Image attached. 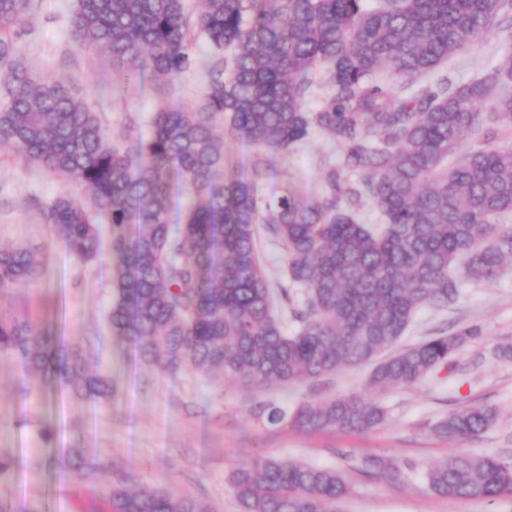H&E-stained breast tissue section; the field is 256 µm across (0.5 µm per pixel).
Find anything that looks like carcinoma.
I'll list each match as a JSON object with an SVG mask.
<instances>
[{"label": "carcinoma", "mask_w": 512, "mask_h": 512, "mask_svg": "<svg viewBox=\"0 0 512 512\" xmlns=\"http://www.w3.org/2000/svg\"><path fill=\"white\" fill-rule=\"evenodd\" d=\"M37 0H0V147L90 194L49 203L31 199L45 224L81 261L110 229L112 334L140 359L175 374L220 373L262 391L313 383L338 370L372 365L379 393L411 388L452 365L474 326L429 336L397 352L423 306L461 298L460 278L489 283L512 263V46L498 64L453 86L438 67L496 28L512 32V0H75L73 31L88 49L125 67L112 96L149 72L192 69L199 39L211 49L203 93L191 108H161L150 132L111 139L98 113L62 81L35 77L18 40ZM322 68L332 93L304 108ZM229 123L253 148L243 170L226 169L217 125ZM319 130L336 146L322 161L324 194L302 201L285 190L266 199L272 157ZM478 146L460 152L463 138ZM347 172H359L354 182ZM371 203L384 223L364 224ZM285 249V281L270 286L256 257V226ZM29 249L0 246V292L38 283ZM291 306L288 334L275 315ZM0 354L39 375V388L96 400L109 381L47 327L0 315ZM264 426L312 432L371 431L386 409L357 394L312 395L288 411L259 399ZM488 404L457 407L433 431L454 443L494 423ZM102 473L94 461H58L65 481ZM355 470L404 482V467L362 457ZM441 498L512 494V460L460 453L427 470ZM240 512H339L349 486L341 472L265 457L231 476ZM115 512H211L205 503L145 486L112 489Z\"/></svg>", "instance_id": "carcinoma-1"}]
</instances>
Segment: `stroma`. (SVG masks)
Wrapping results in <instances>:
<instances>
[{
    "label": "stroma",
    "instance_id": "stroma-1",
    "mask_svg": "<svg viewBox=\"0 0 512 512\" xmlns=\"http://www.w3.org/2000/svg\"><path fill=\"white\" fill-rule=\"evenodd\" d=\"M72 9L73 0H41L25 22L20 56L42 79L75 86L112 138L124 133L127 113L145 118L165 105L188 107L199 101L210 54L203 39L190 71L172 80L135 81L123 96L103 100L102 79L119 73L110 59L86 49L74 35ZM503 47L502 34L489 31L439 71L454 84L469 82L497 63ZM333 150L323 133L312 131L275 156V176L262 185V194L287 188L304 199L318 198L320 159ZM77 191L66 177L0 148V245L32 248L44 269L39 284L0 294V314L26 315L50 327L67 346L90 352V364L112 379V392L104 400L67 390L46 399L38 392L37 376L24 374L15 360L0 355V460L10 463L0 471V499L15 512H36L46 502L52 512H110L116 477L126 478L131 488L148 483L200 500L213 512H239L229 485L232 469L269 456L342 472L351 485L342 512H512V498H440L426 483L429 466L461 451L512 458V359L495 355L500 345L512 343V267L494 282L465 284L461 301L446 310L424 307L417 312L399 347L441 329L476 326L481 333L459 351L455 368L438 369L412 388L379 394L390 415L386 424L361 434L266 428L250 412L257 398L290 410L312 392L364 395L368 368L342 369L313 389L273 386L260 394L230 381L148 368L130 341L111 333L109 251L79 262L29 206L34 195L50 201ZM472 403L497 409L496 422L478 439L460 446L429 432V424L449 410ZM74 453L110 465L111 477L96 483L78 477L60 481L52 457ZM365 455L412 463L405 485L354 472L355 461Z\"/></svg>",
    "mask_w": 512,
    "mask_h": 512
}]
</instances>
